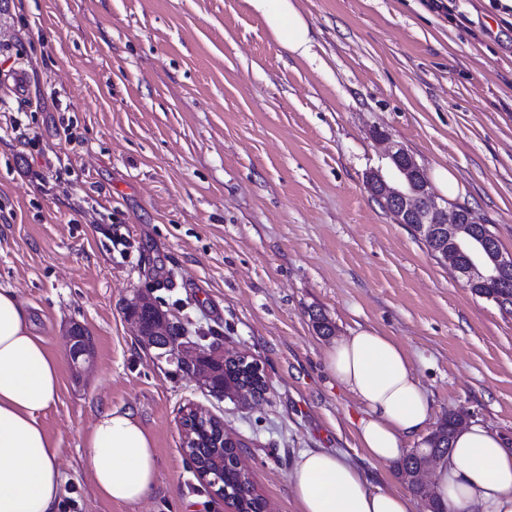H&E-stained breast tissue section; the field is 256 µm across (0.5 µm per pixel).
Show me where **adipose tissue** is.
<instances>
[{
    "label": "adipose tissue",
    "instance_id": "obj_1",
    "mask_svg": "<svg viewBox=\"0 0 512 512\" xmlns=\"http://www.w3.org/2000/svg\"><path fill=\"white\" fill-rule=\"evenodd\" d=\"M288 53L306 58L313 38L293 0H247ZM328 371L364 408L358 436L379 462L404 454L429 413L426 391L406 354L391 338L366 328L337 339L326 356ZM59 361L34 335L26 306L0 289V512H60L64 479L57 448L41 420L57 399ZM91 482L103 500L143 501L158 477L155 442L131 410H101L85 436ZM444 512H512V448L490 428L457 430L433 472ZM296 512H413V498L374 487L365 472L341 454L302 450L291 473Z\"/></svg>",
    "mask_w": 512,
    "mask_h": 512
}]
</instances>
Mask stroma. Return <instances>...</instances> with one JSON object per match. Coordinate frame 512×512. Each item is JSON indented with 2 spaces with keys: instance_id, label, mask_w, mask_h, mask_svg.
Returning a JSON list of instances; mask_svg holds the SVG:
<instances>
[{
  "instance_id": "stroma-1",
  "label": "stroma",
  "mask_w": 512,
  "mask_h": 512,
  "mask_svg": "<svg viewBox=\"0 0 512 512\" xmlns=\"http://www.w3.org/2000/svg\"><path fill=\"white\" fill-rule=\"evenodd\" d=\"M310 58L290 56L247 0H0V288L58 357L42 423L62 512H232L182 450L196 404L223 419L269 512H295L302 449L326 448L374 486L398 463L358 440L363 407L336 383L334 339L372 327L448 414L512 445V311L475 295L367 191L395 180L375 139L457 179L512 253V8L501 0H294ZM22 76L14 91V76ZM148 295L184 339L244 353L268 389L218 398L143 346L127 319ZM323 315L331 335L319 333ZM94 365L74 376L68 328ZM106 407L153 436L159 474L134 506L101 500L84 437Z\"/></svg>"
}]
</instances>
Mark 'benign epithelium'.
I'll return each instance as SVG.
<instances>
[{
  "label": "benign epithelium",
  "mask_w": 512,
  "mask_h": 512,
  "mask_svg": "<svg viewBox=\"0 0 512 512\" xmlns=\"http://www.w3.org/2000/svg\"><path fill=\"white\" fill-rule=\"evenodd\" d=\"M387 156L397 171V181L388 182L382 175L373 173L366 178V187L380 205L400 224H407L432 244L433 253L448 263L466 281L468 287L481 297L489 296L487 286L498 281L512 270V253L487 246L478 238L475 224L479 218L474 212L466 213L460 208L446 210L441 204H433L436 196L432 192L429 179L424 170L416 163L403 147L397 143L388 146ZM66 348L75 373L87 370L93 363L92 351L86 346L87 337H79L76 327H71L65 337ZM235 360L249 368L255 382L232 387L226 396L235 401L244 402L265 387L266 376L261 366L249 360L246 355L238 354ZM210 423L215 447H224V442L232 436L224 430V422L211 419V414L198 405L188 407L182 419V440L184 453L202 447L198 437L199 423ZM429 439H424L412 453L420 457V464L406 479L415 485L432 491V468L440 456L428 447ZM240 462L238 448L230 455L215 456L210 460L201 459L199 465L203 476L212 473V468H222L230 463Z\"/></svg>",
  "instance_id": "7a95c632"
}]
</instances>
